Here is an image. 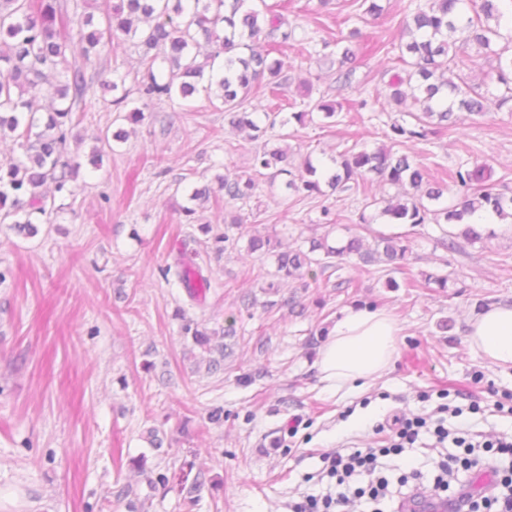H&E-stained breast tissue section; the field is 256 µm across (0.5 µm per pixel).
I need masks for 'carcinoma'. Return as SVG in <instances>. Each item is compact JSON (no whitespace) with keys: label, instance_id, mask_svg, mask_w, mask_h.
<instances>
[{"label":"carcinoma","instance_id":"1","mask_svg":"<svg viewBox=\"0 0 512 512\" xmlns=\"http://www.w3.org/2000/svg\"><path fill=\"white\" fill-rule=\"evenodd\" d=\"M103 19L85 11L71 12L60 0H0V139L10 137L23 151L21 157L0 159V224L28 235L37 233L33 218L54 210L43 186L50 182L58 193H73L72 182L80 164L68 156L67 143L73 129L83 120L81 103L89 84L82 67L69 62V54L80 51L85 63L116 53L115 42H129L140 57V69L133 78L138 94L130 99L125 88L128 74L113 66L98 72L105 90L123 89L112 99L116 111H127L124 119L144 120L145 111L157 101L198 95L221 101L231 123L239 129L257 131L259 127L244 111L255 88L271 97L268 129L285 126L277 121L285 107L287 78L281 62L268 61V55L288 46L292 32L284 29L288 21L275 5L260 0L261 8L244 9L246 0H104ZM473 15L459 27L465 10ZM496 0H427V4L403 19V33L409 36L404 50L388 61L403 66V74L388 84L389 101L397 106L412 100L416 121L412 127L393 123L384 136L393 142L427 138L428 134L448 131L460 120L457 112L470 116L484 114L488 92L468 84L464 69L478 65L468 52L471 46L491 48L504 39L512 44V28L502 33ZM496 84L502 100L512 99V55L497 54ZM341 105L319 99L307 111L291 113L298 123L329 120L336 123ZM332 165L316 164L306 156L296 170L288 169V154L280 148L262 147L253 156L252 173L217 176L218 188H193L189 200L203 205L250 197L258 177L273 180L288 176L286 188L306 197L323 194L322 185L342 193H365L364 208L372 207L379 216L398 224H460L481 210L499 218H512V196L495 193L487 185V166L458 167L448 180H437L430 166L397 154L384 147L357 151L350 147L331 159ZM410 192L403 198L386 199L368 194L366 177ZM457 190L450 206L431 208L444 193ZM279 241L271 236L253 235L252 253H271L276 257L282 279L304 280L314 268L335 266V260L352 255L367 265H400L408 247L397 235L378 234L374 245L366 247L363 238L349 235L339 243H329V234L309 241L306 250L278 251ZM175 277L193 302L211 287L210 279L191 258L176 260ZM185 333L207 352L224 353L216 333L187 322Z\"/></svg>","mask_w":512,"mask_h":512}]
</instances>
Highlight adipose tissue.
<instances>
[{
    "label": "adipose tissue",
    "mask_w": 512,
    "mask_h": 512,
    "mask_svg": "<svg viewBox=\"0 0 512 512\" xmlns=\"http://www.w3.org/2000/svg\"><path fill=\"white\" fill-rule=\"evenodd\" d=\"M402 333L401 323L386 309H346L320 349L317 366L322 381L340 391L380 379L398 354ZM465 341L492 366L512 369V302L472 310Z\"/></svg>",
    "instance_id": "obj_1"
}]
</instances>
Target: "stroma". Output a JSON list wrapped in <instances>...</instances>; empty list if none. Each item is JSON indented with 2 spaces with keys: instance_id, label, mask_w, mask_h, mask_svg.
Here are the masks:
<instances>
[{
  "instance_id": "35a3bbf8",
  "label": "stroma",
  "mask_w": 512,
  "mask_h": 512,
  "mask_svg": "<svg viewBox=\"0 0 512 512\" xmlns=\"http://www.w3.org/2000/svg\"><path fill=\"white\" fill-rule=\"evenodd\" d=\"M379 19L350 18L347 0H287L290 26L313 38L311 58L295 50L283 56L286 94L304 110L300 81L312 99L341 103V122L326 127L290 122L293 160H329L352 144H385L384 125L414 120L387 107L374 119L370 100L392 74L382 55L360 54L361 41L387 50L400 42L408 0H377ZM359 28L363 38L350 84L338 79L346 45L341 34ZM112 92L93 84L74 155L81 164L75 195L57 194L58 211L38 217V233L25 237L0 224V512H126L121 491L132 487L142 512H290L293 503L334 492L321 478L324 454L339 448L375 447L377 425L418 416L454 426L465 420L472 434L512 440V369L491 366L465 343V319L473 307L512 302V236L496 235L457 249L442 243L439 225L407 230L409 248L392 273H365L355 260L318 272L319 287L264 292L275 281L274 258L248 251L252 234L276 236L283 246L308 247L311 238L347 232L372 237L393 228L364 195L345 192L306 197L284 178L259 179L252 197L226 208L182 213L189 186L214 185L217 175L250 171L261 141L232 131L223 109L202 96L164 100L139 124L125 125ZM128 127L127 141L104 148L100 169L89 156L96 135ZM438 163L440 175L465 162L487 161L494 191L512 193V101H489L485 114L465 118L425 141L396 144ZM336 205L342 227L328 231L323 206ZM239 217L241 229H225ZM369 226H362V219ZM230 234L237 246L213 252L215 236ZM200 250L211 287L202 302L168 287L163 271L179 250ZM263 276L248 277L252 266ZM448 280L407 290L405 279L425 275ZM394 278L397 288L386 287ZM350 278L358 291L337 288ZM299 301L290 311L282 301ZM372 304L399 319L400 354L386 374L360 391L326 389L316 366L320 348L344 309ZM192 320L224 332L230 349L217 370L185 336ZM462 409L440 417V404ZM223 407L224 422L210 421ZM161 447H152L149 429ZM432 428L402 453L381 460L390 485L411 470L424 483L435 474ZM205 474L196 503L178 483L151 486L132 466Z\"/></svg>"
}]
</instances>
